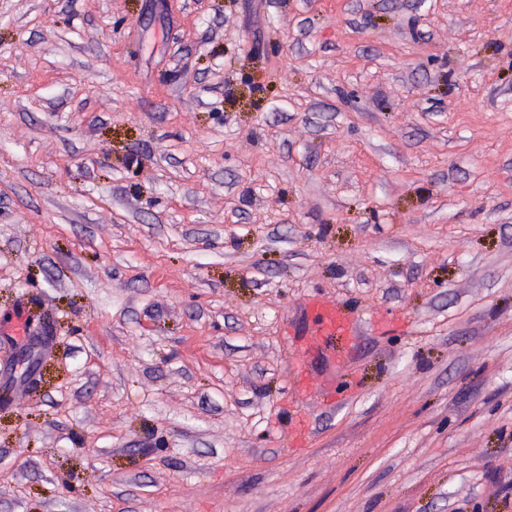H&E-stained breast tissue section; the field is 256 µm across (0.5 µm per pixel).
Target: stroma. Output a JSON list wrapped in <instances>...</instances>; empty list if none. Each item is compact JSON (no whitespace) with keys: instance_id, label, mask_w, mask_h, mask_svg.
Masks as SVG:
<instances>
[{"instance_id":"obj_1","label":"stroma","mask_w":512,"mask_h":512,"mask_svg":"<svg viewBox=\"0 0 512 512\" xmlns=\"http://www.w3.org/2000/svg\"><path fill=\"white\" fill-rule=\"evenodd\" d=\"M20 300L0 512H512V0H0ZM304 312L310 317L314 336L307 350L336 346V340H348L361 333V319L356 311L336 300L320 296L308 298ZM28 316V309L21 303L18 311L14 312L11 316L10 321L0 322V334L4 335L5 331H9V333H7L9 336L26 338L28 335L26 331Z\"/></svg>"}]
</instances>
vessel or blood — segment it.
Returning a JSON list of instances; mask_svg holds the SVG:
<instances>
[{
	"label": "vessel or blood",
	"mask_w": 512,
	"mask_h": 512,
	"mask_svg": "<svg viewBox=\"0 0 512 512\" xmlns=\"http://www.w3.org/2000/svg\"><path fill=\"white\" fill-rule=\"evenodd\" d=\"M304 312L312 323L310 348H326L336 341L347 340L361 333L359 315L340 302L314 296L305 301Z\"/></svg>",
	"instance_id": "b4317fda"
}]
</instances>
